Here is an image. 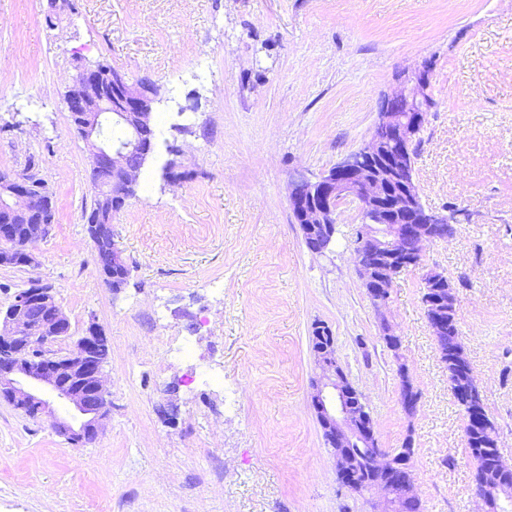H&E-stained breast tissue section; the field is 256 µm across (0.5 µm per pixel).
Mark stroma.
<instances>
[{"label":"stroma","instance_id":"obj_1","mask_svg":"<svg viewBox=\"0 0 512 512\" xmlns=\"http://www.w3.org/2000/svg\"><path fill=\"white\" fill-rule=\"evenodd\" d=\"M425 62L436 105L415 179L429 208L472 220L426 245L382 314L357 273L356 210L316 256L289 181L360 147L383 96ZM87 63L161 90L155 150L112 215L130 272L117 293L97 270L88 149L65 106ZM31 159L54 222L35 267L0 266V305L37 278L74 335L96 321L112 408L76 447L53 417L0 402V512H372L374 496L340 488L310 405L319 323L380 447L412 441L422 512H481L421 276L438 269L457 290L459 338L512 465V0H0V171Z\"/></svg>","mask_w":512,"mask_h":512}]
</instances>
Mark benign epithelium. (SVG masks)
<instances>
[{"mask_svg": "<svg viewBox=\"0 0 512 512\" xmlns=\"http://www.w3.org/2000/svg\"><path fill=\"white\" fill-rule=\"evenodd\" d=\"M432 68L423 64L384 97L370 138L331 168L315 173L297 169L291 175L289 207L300 225L309 251L323 254L336 232L337 215L344 205L356 207L361 220L355 249L359 277L372 303L388 309L385 301L398 272L422 268L425 244L452 237L451 225L460 223L465 210L437 212L427 208L414 179V144L435 101L429 94ZM151 81H129L124 74L97 65L79 67L66 95L71 124L86 142L91 173L101 206L119 209L132 194L144 163L155 145L146 135L153 105ZM121 125L124 142L113 143L103 135L104 126ZM389 181L403 185L393 207L383 205ZM52 206L37 189V179L24 172L0 174V266H30L35 263L28 246L49 234ZM93 243L112 241V225L87 221ZM103 280L116 292L118 279L128 275L120 252L111 265L99 266ZM425 290L422 304L434 337H439L447 319L457 317V297L447 276L423 268ZM71 323L56 299L54 289L37 280L15 291L0 317V400L32 417L54 415L52 401L69 407V414L55 419V429L68 443L79 446L97 437L110 414L111 403L104 385L107 363L99 325L92 321L85 334L65 351L55 345L71 339ZM311 352L319 373L311 382L310 403L322 428L326 444L338 448V483L357 494H380L375 512H406L416 496L412 480L411 444L394 452L381 448L364 395L349 381L336 356L334 336L328 327L316 326ZM400 401L412 415L419 396L399 365ZM466 409L464 431L484 429L490 417L482 405L480 386L473 374L455 389ZM369 449L362 457L357 449ZM476 495L491 512L512 495V487L491 480L475 452Z\"/></svg>", "mask_w": 512, "mask_h": 512, "instance_id": "obj_1", "label": "benign epithelium"}]
</instances>
